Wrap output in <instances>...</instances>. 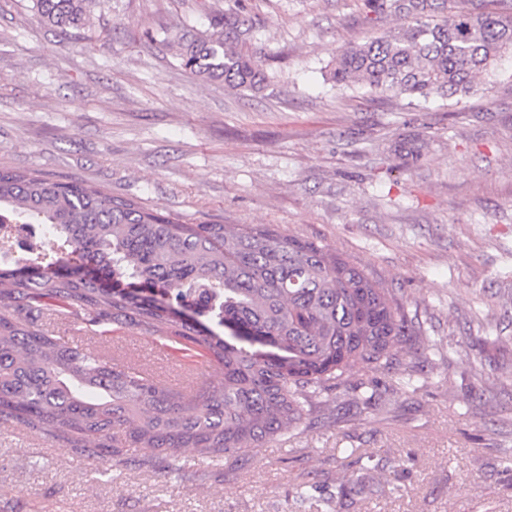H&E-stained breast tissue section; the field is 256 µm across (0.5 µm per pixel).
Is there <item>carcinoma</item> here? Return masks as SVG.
Segmentation results:
<instances>
[{
  "label": "carcinoma",
  "mask_w": 512,
  "mask_h": 512,
  "mask_svg": "<svg viewBox=\"0 0 512 512\" xmlns=\"http://www.w3.org/2000/svg\"><path fill=\"white\" fill-rule=\"evenodd\" d=\"M46 23L81 31L93 0H32ZM406 22L341 48L330 79L412 107L450 99L512 59V12L459 10L437 17V0H393ZM239 13L186 26L176 59L202 81L258 90L260 61L238 43ZM405 161L422 157L420 139L399 141ZM11 257L0 262V424L62 442L80 457L108 461L126 448L171 460L249 457L278 434L299 429L315 400L349 389L358 404L378 392L373 379L392 368L397 348L416 334L393 290L339 253L272 225L188 224L133 197L42 175L0 169V225ZM29 224L41 235L12 254ZM63 309L85 333L135 329L178 336L213 354L223 381L187 398L139 373L85 352L39 327ZM418 369L401 371L393 390L418 389ZM363 480L336 487V510L363 495ZM316 482L293 487L301 507L329 501Z\"/></svg>",
  "instance_id": "cac0c4a2"
}]
</instances>
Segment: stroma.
<instances>
[{
  "label": "stroma",
  "mask_w": 512,
  "mask_h": 512,
  "mask_svg": "<svg viewBox=\"0 0 512 512\" xmlns=\"http://www.w3.org/2000/svg\"><path fill=\"white\" fill-rule=\"evenodd\" d=\"M238 9L262 91L199 81L158 41ZM398 22L363 0H96L78 36L0 0V168L315 241L395 288L420 327L396 368L444 358L417 393L365 408L331 391L253 461L188 452L175 477L147 449L79 462L0 425V512H291L300 475L335 486L360 450L403 487L368 512H512V64L417 109L327 80L338 50ZM413 133L408 166L393 145ZM484 315L504 344L485 343Z\"/></svg>",
  "instance_id": "obj_1"
}]
</instances>
